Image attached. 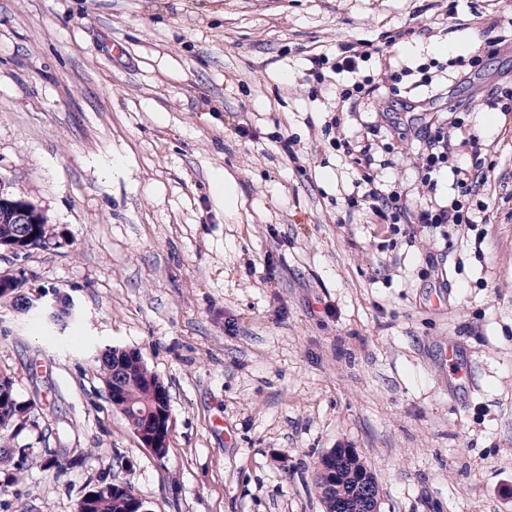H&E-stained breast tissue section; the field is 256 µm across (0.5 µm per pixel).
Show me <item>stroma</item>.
Returning a JSON list of instances; mask_svg holds the SVG:
<instances>
[{"instance_id": "1", "label": "stroma", "mask_w": 512, "mask_h": 512, "mask_svg": "<svg viewBox=\"0 0 512 512\" xmlns=\"http://www.w3.org/2000/svg\"><path fill=\"white\" fill-rule=\"evenodd\" d=\"M449 1L0 0V186L52 236L1 252L0 272L76 310L60 332L0 306V372L38 402L8 433L81 460L0 467L9 512H75L104 477L149 512H325L317 473L339 448L374 475L380 512H512V112L476 120L512 82V47L487 48L512 0ZM400 28L363 68L406 70L420 107L403 137L387 95L344 107L350 75L309 62ZM452 99L490 170L482 245L349 208L361 170L339 136L371 143L398 208L453 196L450 169L431 191L416 169ZM105 345L165 385V456L113 408Z\"/></svg>"}]
</instances>
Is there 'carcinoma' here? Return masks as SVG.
<instances>
[{
    "mask_svg": "<svg viewBox=\"0 0 512 512\" xmlns=\"http://www.w3.org/2000/svg\"><path fill=\"white\" fill-rule=\"evenodd\" d=\"M122 363L125 376L126 389L119 395L111 396L113 408L127 421L131 429L136 430L144 424L145 420L154 417L160 419L169 417L168 393L159 380L143 362L139 353L114 347L110 354L99 361V367L104 375L105 382L112 379V363ZM35 409V402L13 400H0V427L16 425L21 426L31 417ZM40 458L44 467L63 471L73 465V461L60 457L54 452L46 450L40 454L36 451L26 452L22 449L11 450L7 439L0 436V461L6 465L20 467L28 460ZM325 481L331 487L323 489L322 500L326 512H348L358 508L362 503L364 486L375 482V477L365 466L361 458L351 452L340 456L336 466L327 467L324 475ZM112 481L103 478L99 485L104 490L98 492L96 498L87 506L81 502L77 504V512H137L133 508L132 495L125 491L107 489L105 485Z\"/></svg>",
    "mask_w": 512,
    "mask_h": 512,
    "instance_id": "cac0c4a2",
    "label": "carcinoma"
}]
</instances>
